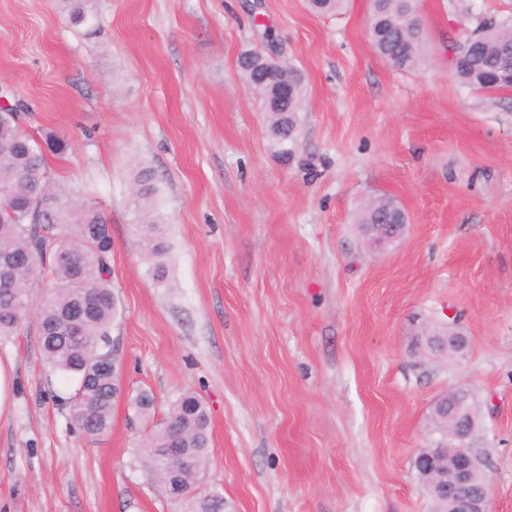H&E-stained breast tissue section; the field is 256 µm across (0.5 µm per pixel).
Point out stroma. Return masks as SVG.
Segmentation results:
<instances>
[{
  "instance_id": "stroma-1",
  "label": "stroma",
  "mask_w": 512,
  "mask_h": 512,
  "mask_svg": "<svg viewBox=\"0 0 512 512\" xmlns=\"http://www.w3.org/2000/svg\"><path fill=\"white\" fill-rule=\"evenodd\" d=\"M424 61L402 70L367 37L371 0L316 15L306 0H0V87L25 128L69 144L47 157L54 192L111 226L124 395L89 436L46 367L30 311L0 337L14 362L0 414V512H183L137 460L154 419L192 394L210 412L199 492L224 512H433L416 475L440 435L433 402L479 400L469 441L491 512H512V90L455 77L452 46L512 0H416ZM275 42L306 87L296 155L282 161L246 88L243 53ZM163 188L171 285L142 256L130 185ZM386 195L407 227L365 243L355 215ZM456 326L463 359L420 355L424 324Z\"/></svg>"
}]
</instances>
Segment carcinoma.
Instances as JSON below:
<instances>
[{"mask_svg":"<svg viewBox=\"0 0 512 512\" xmlns=\"http://www.w3.org/2000/svg\"><path fill=\"white\" fill-rule=\"evenodd\" d=\"M343 0H307L319 14L340 10ZM369 38L377 54L397 60V67L411 70L423 53L421 21L415 0H372ZM512 40V27L501 23L485 33L482 40L453 47L466 53V62L455 68L458 80L474 89L496 91L508 83L493 84L486 73L512 63V51L503 44ZM250 88L257 91L270 115L269 133L279 146L281 157L289 138L299 127L305 90L297 81L294 93L280 102L268 88L245 73ZM66 141L49 135L43 141L32 137L22 125L18 112H0V256L14 262L10 284L0 285V336L13 332L29 312L28 290L32 282L47 276L50 292L39 309V336L46 366L75 385L63 399L73 425L84 433H106L112 423V409L122 386V369L112 347L111 326L119 300L112 290L109 259L112 240L96 235L107 225L105 218L87 206L55 207L47 203L51 177L45 152L63 154ZM162 188L154 170L141 168L134 177L133 204L147 217L143 225L144 257L154 279L168 284L164 257L168 252L159 232L163 217L159 211ZM401 207L390 197L372 199L360 211L357 223L362 234L369 224H388ZM78 306L85 308L81 334L73 336L67 315ZM138 413L147 417L155 409V397L143 390L134 398ZM209 416L199 398H179L168 417L145 435L141 464L160 486L163 494L178 489L176 500L186 512H224V497L206 498L196 491L198 476L207 464ZM182 452L194 458L191 469L174 471L170 454Z\"/></svg>","mask_w":512,"mask_h":512,"instance_id":"cac0c4a2","label":"carcinoma"}]
</instances>
